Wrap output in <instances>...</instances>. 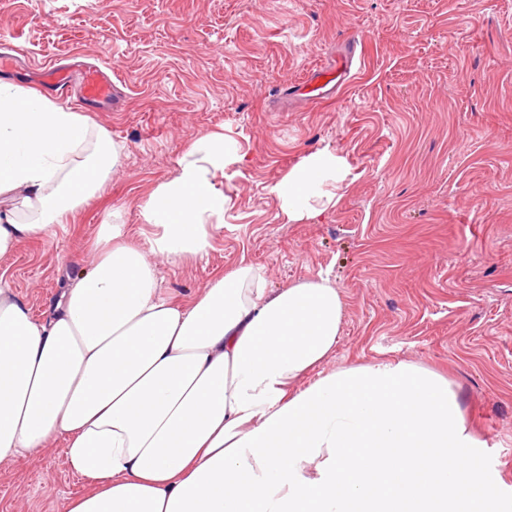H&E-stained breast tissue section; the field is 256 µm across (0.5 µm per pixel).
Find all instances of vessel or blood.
Segmentation results:
<instances>
[{
    "instance_id": "vessel-or-blood-1",
    "label": "vessel or blood",
    "mask_w": 512,
    "mask_h": 512,
    "mask_svg": "<svg viewBox=\"0 0 512 512\" xmlns=\"http://www.w3.org/2000/svg\"><path fill=\"white\" fill-rule=\"evenodd\" d=\"M348 73V65L331 61L310 71L302 86L310 99L319 100L340 86ZM30 80L49 87L63 101L69 98L71 90H79L86 105L97 112L118 108L119 95L108 65L87 64L77 69H64L48 64L38 68Z\"/></svg>"
}]
</instances>
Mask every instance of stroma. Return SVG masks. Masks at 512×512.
I'll list each match as a JSON object with an SVG mask.
<instances>
[{
    "label": "stroma",
    "mask_w": 512,
    "mask_h": 512,
    "mask_svg": "<svg viewBox=\"0 0 512 512\" xmlns=\"http://www.w3.org/2000/svg\"><path fill=\"white\" fill-rule=\"evenodd\" d=\"M1 43L30 67L112 64L122 92L120 111L87 115L124 145L120 167L8 263L33 316L88 268L113 210L146 244L138 201L197 138L224 134L244 157L226 171L224 226L203 258L160 262L166 293L188 303L243 258L271 288L329 274L345 311L325 371L441 374L512 487V0H0ZM344 54L333 99L285 97ZM320 149L351 166L341 199L284 223L269 188ZM63 448L0 463V512H66L88 484Z\"/></svg>",
    "instance_id": "1"
}]
</instances>
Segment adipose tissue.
Segmentation results:
<instances>
[{
  "mask_svg": "<svg viewBox=\"0 0 512 512\" xmlns=\"http://www.w3.org/2000/svg\"><path fill=\"white\" fill-rule=\"evenodd\" d=\"M122 155L78 112L0 83V262L54 236ZM241 161L223 135L198 138L138 205L147 247L113 213L42 319L0 274V462L63 439L91 484L68 512H512L447 379L409 361L323 372L344 313L329 276L271 289L242 261L188 304L162 292L156 257L207 253L217 181ZM349 174L317 150L270 192L286 222L312 224Z\"/></svg>",
  "mask_w": 512,
  "mask_h": 512,
  "instance_id": "adipose-tissue-1",
  "label": "adipose tissue"
}]
</instances>
